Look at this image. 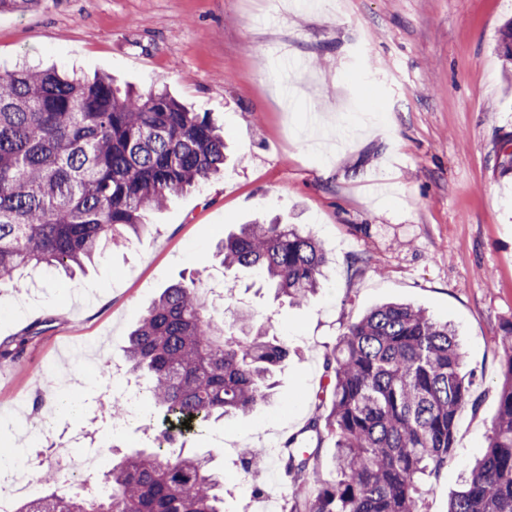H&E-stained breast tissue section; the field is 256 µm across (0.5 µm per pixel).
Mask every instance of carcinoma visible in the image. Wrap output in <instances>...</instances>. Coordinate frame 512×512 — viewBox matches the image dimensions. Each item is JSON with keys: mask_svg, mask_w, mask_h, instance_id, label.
<instances>
[{"mask_svg": "<svg viewBox=\"0 0 512 512\" xmlns=\"http://www.w3.org/2000/svg\"><path fill=\"white\" fill-rule=\"evenodd\" d=\"M500 49L512 65V21ZM224 169V132L164 90H120L105 75L55 69L0 70V287H26L24 272L67 275L107 244L143 228L141 212L200 186ZM226 269L255 267L275 297L308 301L328 264L323 246L291 224H241L218 243ZM237 332L208 303L197 277L166 288L125 347L129 371L149 377L163 442L112 467L91 504L43 481L17 512H224V479L173 444L206 424L269 403L288 344L247 309ZM26 339L0 342L17 361ZM498 411L487 449L448 512H512V325L500 337ZM326 384L301 430L335 440L333 472L319 448L282 443L290 492L284 512H426L425 482L447 466L456 422L473 405L454 331L421 309L390 303L350 324L324 355ZM189 421L185 427L182 422Z\"/></svg>", "mask_w": 512, "mask_h": 512, "instance_id": "1", "label": "carcinoma"}]
</instances>
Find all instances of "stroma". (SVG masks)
<instances>
[{
  "mask_svg": "<svg viewBox=\"0 0 512 512\" xmlns=\"http://www.w3.org/2000/svg\"><path fill=\"white\" fill-rule=\"evenodd\" d=\"M512 0H38L0 13V69L52 66L167 87L224 129V174L143 212L145 231L106 247L86 270L0 288V448L11 418L49 436L102 425L108 386L58 387L45 366L90 344L97 364L123 362L128 334L164 288L199 273L226 294L224 319L246 304L290 355L276 400L189 436L224 471L225 512H260L287 489L275 457L299 434L323 384V357L346 326L389 302L455 330L479 402L458 420L453 455L425 485L447 512L481 457L498 407L512 325V76L498 40ZM280 218L313 233L329 265L318 293L274 300L262 274L227 270L218 242L238 224ZM365 257L354 265L355 257ZM160 423L127 419L98 440L101 468L154 447ZM264 449L262 487L240 457Z\"/></svg>",
  "mask_w": 512,
  "mask_h": 512,
  "instance_id": "1",
  "label": "stroma"
}]
</instances>
